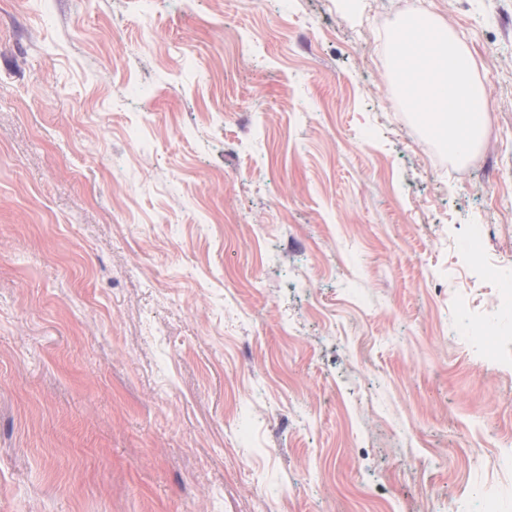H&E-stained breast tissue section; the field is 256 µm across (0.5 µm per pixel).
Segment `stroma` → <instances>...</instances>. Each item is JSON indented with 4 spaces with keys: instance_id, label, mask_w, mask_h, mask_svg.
<instances>
[{
    "instance_id": "35a3bbf8",
    "label": "stroma",
    "mask_w": 512,
    "mask_h": 512,
    "mask_svg": "<svg viewBox=\"0 0 512 512\" xmlns=\"http://www.w3.org/2000/svg\"><path fill=\"white\" fill-rule=\"evenodd\" d=\"M511 448L512 0H0V512H512Z\"/></svg>"
}]
</instances>
